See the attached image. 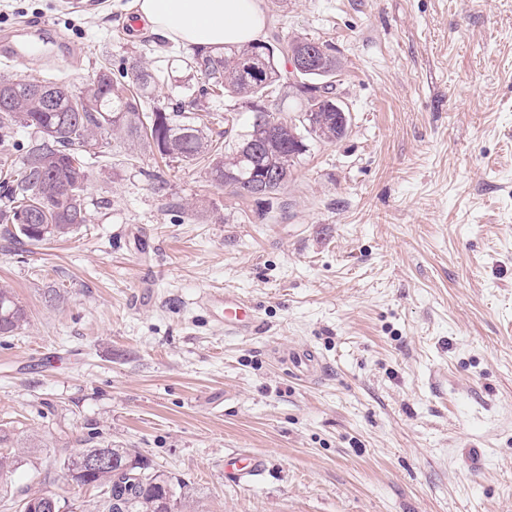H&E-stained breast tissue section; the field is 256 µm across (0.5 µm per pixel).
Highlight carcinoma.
I'll list each match as a JSON object with an SVG mask.
<instances>
[{
    "label": "carcinoma",
    "instance_id": "carcinoma-1",
    "mask_svg": "<svg viewBox=\"0 0 512 512\" xmlns=\"http://www.w3.org/2000/svg\"><path fill=\"white\" fill-rule=\"evenodd\" d=\"M303 46L321 60L320 71L307 74V84L281 94L278 57ZM186 67L202 79L197 96L242 99L253 114L251 128L224 154L219 140L205 134L198 117L182 106L145 111L160 77L146 66L117 72L104 66L74 88L64 80L0 77V224L29 243L63 239L89 223L86 205L88 169L104 154L107 136L143 143L163 158L194 161L211 155L210 177L244 197L276 195L288 183L294 159L305 151L306 132L333 142L348 128L337 103L334 78L339 68L327 44L298 38L286 43L261 41L245 48L196 51ZM299 100L300 123L277 115L281 102ZM17 127L31 130L24 163L14 170L13 141ZM28 324L26 309L14 291L0 286V335L12 336ZM103 449L112 466L85 474L80 455ZM20 452L0 451V474L11 472ZM67 481L98 494L96 512H195L186 484L157 468L135 448L110 443L78 448L63 462Z\"/></svg>",
    "mask_w": 512,
    "mask_h": 512
}]
</instances>
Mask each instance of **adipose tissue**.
I'll list each match as a JSON object with an SVG mask.
<instances>
[{
	"mask_svg": "<svg viewBox=\"0 0 512 512\" xmlns=\"http://www.w3.org/2000/svg\"><path fill=\"white\" fill-rule=\"evenodd\" d=\"M136 16L173 44L214 49L259 39L261 0H134Z\"/></svg>",
	"mask_w": 512,
	"mask_h": 512,
	"instance_id": "adipose-tissue-1",
	"label": "adipose tissue"
}]
</instances>
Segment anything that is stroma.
Instances as JSON below:
<instances>
[{
  "mask_svg": "<svg viewBox=\"0 0 512 512\" xmlns=\"http://www.w3.org/2000/svg\"><path fill=\"white\" fill-rule=\"evenodd\" d=\"M132 0H0L36 53L0 75L80 85L146 63L151 101L195 104L186 48L135 29ZM264 39L330 44L346 135H306L270 201L207 160L111 138L91 222L66 240L0 234V284L30 315L0 337V430L23 451L0 512L67 486L63 459L110 442L184 481L201 512H512V0H262ZM225 150L251 112L207 100ZM59 302H48L53 290ZM228 290L259 329L228 335ZM323 364L298 376L287 357ZM262 457L258 479L226 456ZM203 301L207 311L212 312L224 326V332L241 334L255 330L258 325L253 309L234 293H208Z\"/></svg>",
  "mask_w": 512,
  "mask_h": 512,
  "instance_id": "obj_1",
  "label": "stroma"
}]
</instances>
